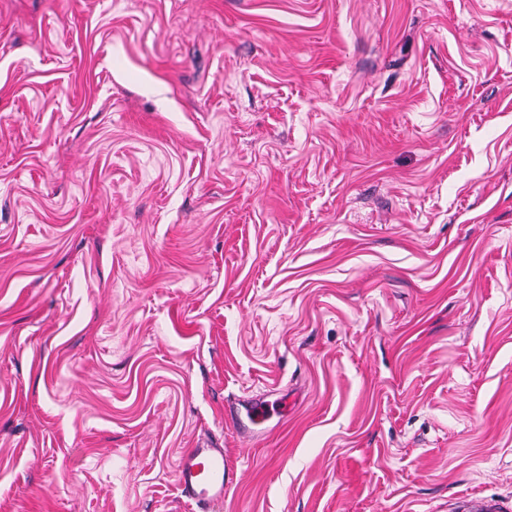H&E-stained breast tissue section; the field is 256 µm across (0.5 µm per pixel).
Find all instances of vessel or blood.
Segmentation results:
<instances>
[{
	"label": "vessel or blood",
	"mask_w": 512,
	"mask_h": 512,
	"mask_svg": "<svg viewBox=\"0 0 512 512\" xmlns=\"http://www.w3.org/2000/svg\"><path fill=\"white\" fill-rule=\"evenodd\" d=\"M283 400L269 402L257 397L224 413L226 423L240 434H257L273 413H284ZM236 477L235 465L221 444L202 441L182 451L175 479L181 498L193 512H215Z\"/></svg>",
	"instance_id": "b4317fda"
}]
</instances>
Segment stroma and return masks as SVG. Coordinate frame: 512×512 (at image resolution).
<instances>
[{
	"instance_id": "obj_1",
	"label": "stroma",
	"mask_w": 512,
	"mask_h": 512,
	"mask_svg": "<svg viewBox=\"0 0 512 512\" xmlns=\"http://www.w3.org/2000/svg\"><path fill=\"white\" fill-rule=\"evenodd\" d=\"M206 440L221 512H512V0H0V512ZM286 402L278 399L273 403L264 400L263 397L252 398L243 401V405L229 408L224 412V423L232 425L240 434L255 435L262 432L257 427L263 425L271 413L282 414L286 411Z\"/></svg>"
}]
</instances>
